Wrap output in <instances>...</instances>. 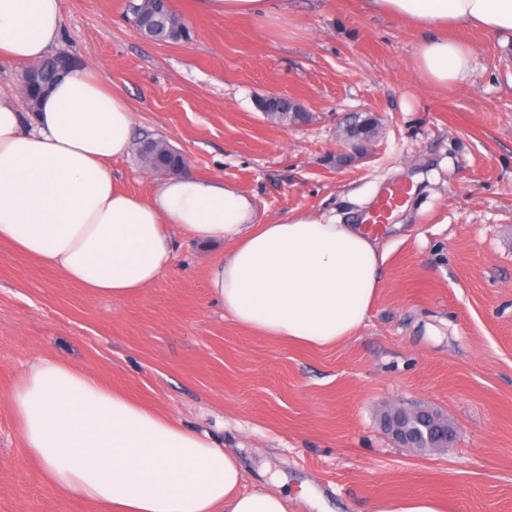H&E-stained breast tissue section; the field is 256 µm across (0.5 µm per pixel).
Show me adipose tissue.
Instances as JSON below:
<instances>
[{
  "label": "adipose tissue",
  "mask_w": 512,
  "mask_h": 512,
  "mask_svg": "<svg viewBox=\"0 0 512 512\" xmlns=\"http://www.w3.org/2000/svg\"><path fill=\"white\" fill-rule=\"evenodd\" d=\"M369 12L421 31L417 64L429 82L465 81L471 53L454 25L512 31V0H366ZM60 0H0V65L28 69L59 45ZM134 117L102 77L79 69L37 111L0 81V241L94 296L156 284L177 236L227 244L207 270L215 303L262 336L326 348L358 332L382 286L384 260L359 224L293 212L261 223L250 199L220 177H168L126 193L113 160L132 147ZM23 447L52 486L105 512H289L291 496L243 488L237 457L205 432L105 385L54 356L8 392Z\"/></svg>",
  "instance_id": "obj_1"
}]
</instances>
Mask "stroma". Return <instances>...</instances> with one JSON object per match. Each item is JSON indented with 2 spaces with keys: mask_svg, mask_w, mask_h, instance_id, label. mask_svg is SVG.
Returning a JSON list of instances; mask_svg holds the SVG:
<instances>
[{
  "mask_svg": "<svg viewBox=\"0 0 512 512\" xmlns=\"http://www.w3.org/2000/svg\"><path fill=\"white\" fill-rule=\"evenodd\" d=\"M139 0H61L62 50L99 71L190 169L223 176L268 223L300 210L353 224L383 189L414 187L380 238L382 288L356 336L312 349L241 327L215 304L219 243L179 239L170 269L128 298H97L0 242V512H97L24 451L6 395L56 355L208 432L244 487L307 492L292 512H371L429 495L447 512H512V32L459 26L472 70L453 87L417 69L412 24L364 0H276L259 18L199 15L185 43L142 36ZM278 94L309 121L268 123ZM377 122L338 163L344 129ZM392 405L447 414V448L420 455L384 429Z\"/></svg>",
  "mask_w": 512,
  "mask_h": 512,
  "instance_id": "35a3bbf8",
  "label": "stroma"
}]
</instances>
